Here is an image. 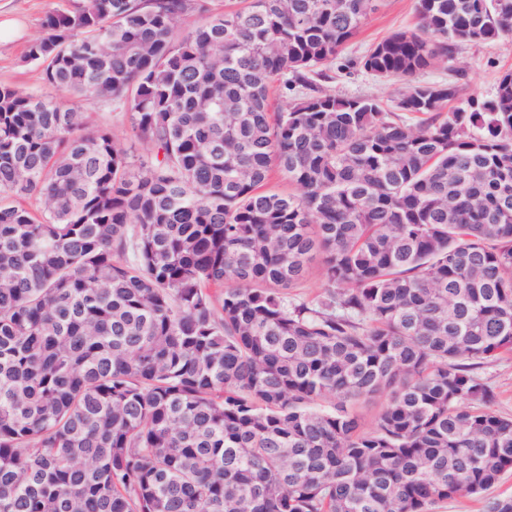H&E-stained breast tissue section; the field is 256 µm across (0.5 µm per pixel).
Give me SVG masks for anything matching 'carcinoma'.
<instances>
[{
  "label": "carcinoma",
  "instance_id": "obj_1",
  "mask_svg": "<svg viewBox=\"0 0 512 512\" xmlns=\"http://www.w3.org/2000/svg\"><path fill=\"white\" fill-rule=\"evenodd\" d=\"M381 2L47 16L26 58L63 97L0 85V512H437L512 470L473 373L512 354V71L416 81L511 39L512 0H417L339 65L406 83L390 109L322 70ZM316 252L322 297H288ZM448 66L463 75L467 94L490 95L499 76L506 70H512V38L479 46H463L450 63L422 72L418 81L434 83L448 80L453 74ZM81 112L86 113V121L91 129L108 128L119 140L144 151L143 146L130 140L131 114L129 105H115L111 102L86 101ZM139 150V152H140ZM386 401V394H378L362 400L356 405V411L361 418L364 429H370L373 426Z\"/></svg>",
  "mask_w": 512,
  "mask_h": 512
}]
</instances>
